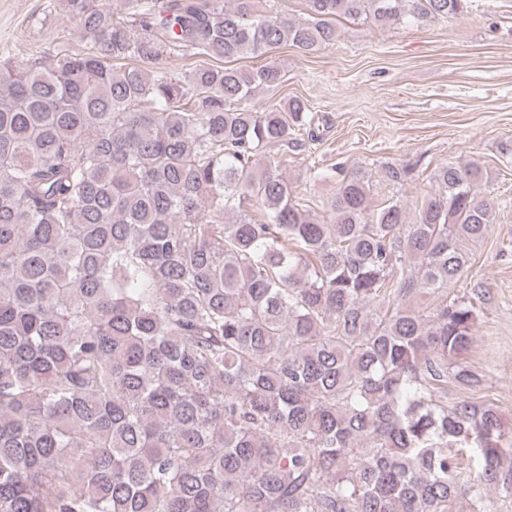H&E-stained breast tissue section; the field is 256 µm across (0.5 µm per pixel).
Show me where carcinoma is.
Returning <instances> with one entry per match:
<instances>
[{
  "instance_id": "obj_1",
  "label": "carcinoma",
  "mask_w": 512,
  "mask_h": 512,
  "mask_svg": "<svg viewBox=\"0 0 512 512\" xmlns=\"http://www.w3.org/2000/svg\"><path fill=\"white\" fill-rule=\"evenodd\" d=\"M88 53L0 60V512H488L512 443L463 361L457 281L495 203L473 161L413 213L359 171L323 222L256 160L312 125L256 108L282 45L466 0H64ZM210 60L173 77V50ZM261 207L248 213L250 201Z\"/></svg>"
}]
</instances>
